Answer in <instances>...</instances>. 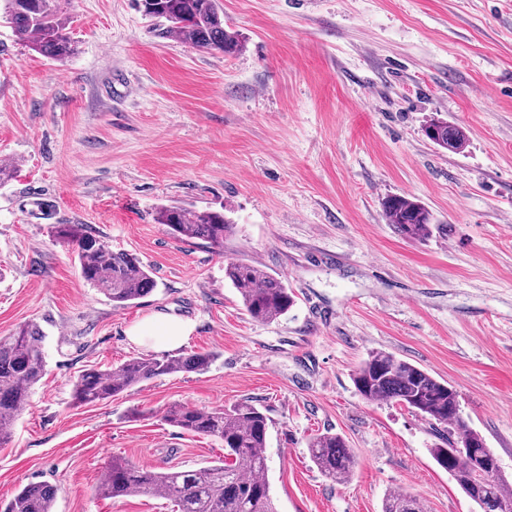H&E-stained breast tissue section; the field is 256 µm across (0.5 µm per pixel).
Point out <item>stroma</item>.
<instances>
[{
  "label": "stroma",
  "instance_id": "stroma-1",
  "mask_svg": "<svg viewBox=\"0 0 512 512\" xmlns=\"http://www.w3.org/2000/svg\"><path fill=\"white\" fill-rule=\"evenodd\" d=\"M245 48L227 56L156 35L133 0H63L76 41L58 61L0 24V338L45 333V376L0 447V501L57 484L55 512H173L150 495L99 496L112 457L193 469L219 441L163 416L247 399L269 418L278 512H381L408 491L424 512H478L406 407L364 400L361 362L385 351L455 390L512 480V0H219ZM435 118L465 150L434 146ZM434 217L402 237L383 202ZM223 211L217 249L156 223L161 206ZM56 224H85L157 282L115 307L81 276ZM262 266L295 295L273 322L246 312L228 261ZM190 320L184 351L208 371L73 405V380L148 354L131 327ZM356 454L338 484L311 462L316 434ZM425 134L434 145L451 152H460L467 141L465 131L457 126L448 125L446 120L431 121L425 128Z\"/></svg>",
  "mask_w": 512,
  "mask_h": 512
}]
</instances>
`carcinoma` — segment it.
Wrapping results in <instances>:
<instances>
[{
    "label": "carcinoma",
    "instance_id": "1",
    "mask_svg": "<svg viewBox=\"0 0 512 512\" xmlns=\"http://www.w3.org/2000/svg\"><path fill=\"white\" fill-rule=\"evenodd\" d=\"M143 15L155 20L160 37L177 35L193 47L234 55L242 51L240 35L224 27L217 0H134ZM14 35L45 57L63 60L74 54L71 21L59 0H4L3 12ZM437 147L461 151L465 131L434 120L425 128ZM388 223L404 237L422 239L430 232L432 214L419 201L399 195L383 203ZM157 223L185 240H201L224 247V236L233 224L224 214L209 209L190 211L166 206ZM54 236L71 246L84 280L112 301L125 307L151 294L155 279L131 254L114 251L83 224H56ZM224 276L238 289L249 315L271 322L288 313L295 304L293 292L261 266L230 261ZM44 333L34 323L17 328L0 339V446L11 438V423L25 408L32 389L45 374L42 350ZM214 360L210 352H191L175 357H131L122 364L99 370L90 368L73 384L74 403L89 405L109 400L135 386L177 373L206 371ZM354 384L368 402H395L448 429L446 447L433 448L436 463L449 471L464 494L480 512H512V482L493 468L488 483L477 480L472 468L454 460L453 442L461 440L477 452L484 451L485 438L460 416L456 393L425 370L390 353L373 351L354 375ZM172 427L193 436H207L224 445V459L188 470H158L114 457L107 466L98 492L105 498L123 499L151 495L168 500L175 512H277L264 453L269 430L266 414L249 400L229 407L205 410L176 405L164 414ZM313 463L336 482L348 480L357 465L346 439L327 431L308 444ZM57 487L47 481L29 483L0 506V512H54ZM381 512H424L420 499L411 493L394 492L383 501Z\"/></svg>",
    "mask_w": 512,
    "mask_h": 512
}]
</instances>
